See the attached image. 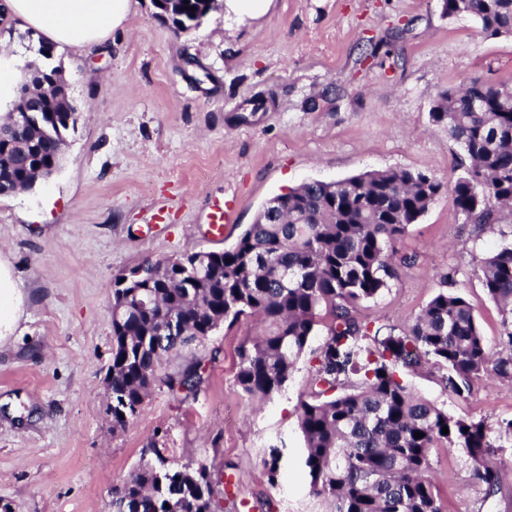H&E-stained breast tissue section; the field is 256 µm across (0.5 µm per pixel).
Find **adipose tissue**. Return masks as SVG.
Segmentation results:
<instances>
[{"label":"adipose tissue","mask_w":512,"mask_h":512,"mask_svg":"<svg viewBox=\"0 0 512 512\" xmlns=\"http://www.w3.org/2000/svg\"><path fill=\"white\" fill-rule=\"evenodd\" d=\"M130 0H0V16L22 21L57 45L93 50L106 41L129 10ZM22 297L0 260V341L17 324Z\"/></svg>","instance_id":"1"}]
</instances>
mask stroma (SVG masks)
I'll return each instance as SVG.
<instances>
[{"mask_svg": "<svg viewBox=\"0 0 512 512\" xmlns=\"http://www.w3.org/2000/svg\"><path fill=\"white\" fill-rule=\"evenodd\" d=\"M82 118L61 167L30 191L0 196V257L23 297L0 343V506L11 512H112V487L144 462H200L230 477L226 491L252 512H330L315 496L298 428L322 317L283 390L250 399L237 383L249 324L221 327L163 367L201 365L195 392L155 387L125 429L106 413L112 362L109 307L117 276L148 258L232 245L272 197L310 180L401 168L453 184L468 160L431 118L439 93L512 83V37L486 36L441 0H271L242 16L220 0L177 34L151 0L129 12L94 53L55 48ZM239 203L223 239L208 232L213 201ZM512 241V209L477 225L451 193L432 202L398 241L397 275L354 311L362 324H411L440 288L474 309L490 351L502 316L479 261ZM457 274L448 284L440 276ZM430 363L399 375L450 415L512 419V382L476 381L449 393ZM278 449L279 478L266 462ZM494 455L510 476L492 498L474 484L460 449L432 456L442 512H512V442Z\"/></svg>", "mask_w": 512, "mask_h": 512, "instance_id": "obj_1", "label": "stroma"}]
</instances>
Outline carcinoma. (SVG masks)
Masks as SVG:
<instances>
[{"mask_svg":"<svg viewBox=\"0 0 512 512\" xmlns=\"http://www.w3.org/2000/svg\"><path fill=\"white\" fill-rule=\"evenodd\" d=\"M154 16L175 33L198 25L216 0H152ZM444 14L470 15L491 36L512 35V0H442ZM28 48L43 63L27 68L24 83L40 100L43 124L10 126L0 118V196L27 191L43 170L60 166L79 118L71 112L54 46L38 39ZM500 87L479 78L444 92L431 112L468 157L469 166L447 187L436 177L406 169L368 171L346 179L302 184L276 195L275 217L255 221L229 249L197 265L184 254L146 260L131 268L142 291L116 278L112 289V428L140 412L154 386L194 392L200 365L160 375L165 361L202 343L222 324L262 325L240 351L236 374L243 392L270 399L292 377L320 311L330 317L328 339L316 357L311 399L300 404L298 427L312 492L331 512H441L427 477L435 448H460L471 475L489 499L504 466L492 448L512 441V419L492 427L458 418L415 396L398 369L434 361L447 371L445 388L462 396L483 375L512 380V242L480 259L487 295L502 313V348L489 351L476 315L461 296L440 290L406 330L359 324L356 306L389 288L395 245L441 192L458 211L485 220L492 208L512 204V110ZM176 317L187 335L169 339ZM448 433H442L443 427ZM423 437H415V433ZM222 476L205 464L180 469L146 462L112 488L113 512H240L248 503L219 490Z\"/></svg>","mask_w":512,"mask_h":512,"instance_id":"obj_1","label":"carcinoma"}]
</instances>
